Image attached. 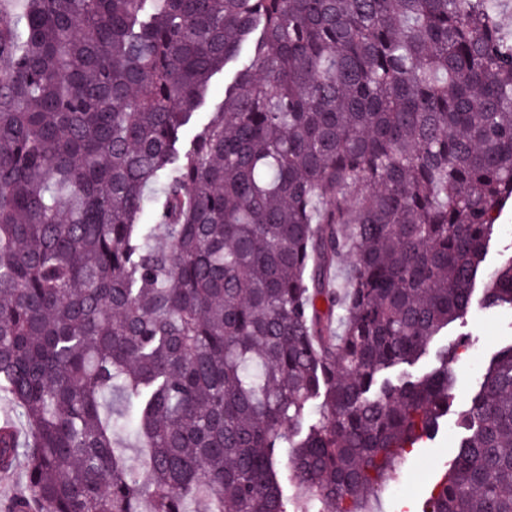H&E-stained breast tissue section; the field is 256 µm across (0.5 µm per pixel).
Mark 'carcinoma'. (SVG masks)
I'll use <instances>...</instances> for the list:
<instances>
[{"instance_id":"obj_1","label":"carcinoma","mask_w":512,"mask_h":512,"mask_svg":"<svg viewBox=\"0 0 512 512\" xmlns=\"http://www.w3.org/2000/svg\"><path fill=\"white\" fill-rule=\"evenodd\" d=\"M509 13L0 0V472L28 480L7 512H379L448 416L466 342L423 376L384 373L426 355L477 283L483 308L512 309V259L483 267L512 200ZM458 417L423 512H512V345ZM251 60L252 46L250 43H247L242 46L237 58L224 68V72H220L212 78L206 106L198 113L195 125L188 133V138L194 135L201 124L207 122L211 112L218 111V107L222 104L224 99V87L229 85L233 80L237 70L248 66Z\"/></svg>"}]
</instances>
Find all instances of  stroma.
<instances>
[{"mask_svg": "<svg viewBox=\"0 0 512 512\" xmlns=\"http://www.w3.org/2000/svg\"><path fill=\"white\" fill-rule=\"evenodd\" d=\"M251 60V45H243L237 58L212 78L207 103L198 113L197 123L207 122L211 113L217 111L224 99L225 86L229 85L237 70L248 66ZM463 336L468 339V347L452 365L455 398L443 429L433 441L410 450L401 471L392 478L381 497L383 512H422L433 485L455 456L461 435L457 412L468 403L483 363L502 347L512 344V311L472 306L463 319L443 329L435 337L433 345L437 348L449 346Z\"/></svg>", "mask_w": 512, "mask_h": 512, "instance_id": "obj_1", "label": "stroma"}]
</instances>
